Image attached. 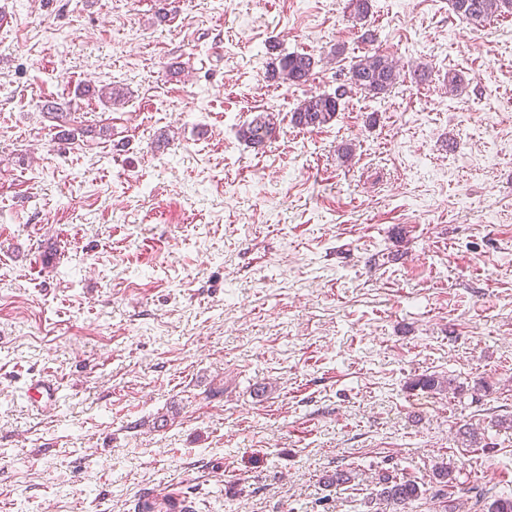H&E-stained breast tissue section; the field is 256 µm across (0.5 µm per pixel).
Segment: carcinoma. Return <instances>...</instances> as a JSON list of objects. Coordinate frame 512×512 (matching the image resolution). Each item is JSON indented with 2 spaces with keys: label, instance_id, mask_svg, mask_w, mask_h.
Returning a JSON list of instances; mask_svg holds the SVG:
<instances>
[{
  "label": "carcinoma",
  "instance_id": "cac0c4a2",
  "mask_svg": "<svg viewBox=\"0 0 512 512\" xmlns=\"http://www.w3.org/2000/svg\"><path fill=\"white\" fill-rule=\"evenodd\" d=\"M456 14L470 23L480 26L492 16L512 15V0H449ZM317 65L314 56L307 53H285L272 63L269 78L290 84H301L308 80ZM400 69L387 56L379 52H368L354 60L346 73L347 85H340L333 94H318L306 100L292 113L291 123L298 128H322L334 119L341 110V101L347 88H356L371 98L390 91L398 82ZM277 117L273 113L261 112L240 130V138L253 146H262L276 137ZM414 386L426 391H453L463 387L455 379L442 376H424ZM436 493L448 494L457 484L455 467L441 463L433 472ZM377 498L386 503L391 512H412L414 502L421 499L425 490L417 481L407 479L395 471H385L376 482ZM487 512H512V493L504 492L483 500Z\"/></svg>",
  "mask_w": 512,
  "mask_h": 512
}]
</instances>
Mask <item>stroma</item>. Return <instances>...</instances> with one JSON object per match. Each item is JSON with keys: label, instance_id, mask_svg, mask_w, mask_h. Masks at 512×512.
Listing matches in <instances>:
<instances>
[{"label": "stroma", "instance_id": "stroma-1", "mask_svg": "<svg viewBox=\"0 0 512 512\" xmlns=\"http://www.w3.org/2000/svg\"><path fill=\"white\" fill-rule=\"evenodd\" d=\"M370 4L0 0V512H389L379 472L444 460L459 512L512 490V17ZM374 50L390 93L291 124ZM272 63L269 78L290 84L306 82L317 65L315 57L307 53H285ZM278 125L275 114L261 112L240 130V138L254 147L263 146L276 137ZM414 386L429 392H441L448 390V393L449 391H453L452 393H458L463 391V386L456 385L455 379L450 376H448V378L434 375L420 377L414 382Z\"/></svg>", "mask_w": 512, "mask_h": 512}]
</instances>
